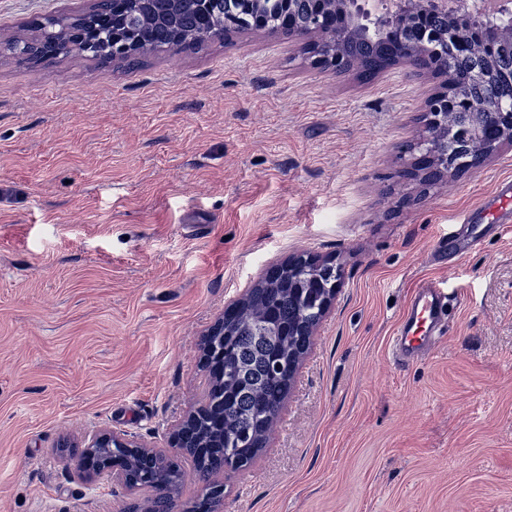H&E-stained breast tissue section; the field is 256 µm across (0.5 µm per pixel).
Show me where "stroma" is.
<instances>
[{"label":"stroma","mask_w":512,"mask_h":512,"mask_svg":"<svg viewBox=\"0 0 512 512\" xmlns=\"http://www.w3.org/2000/svg\"><path fill=\"white\" fill-rule=\"evenodd\" d=\"M93 2L0 0V512H141L150 491L72 479L64 440L166 447L208 328L301 252L340 288L264 447L218 475L224 512H512V228L459 221L512 149L419 193L400 172L436 79L362 84L283 35L135 66L5 51ZM430 279L444 333L398 364L388 338ZM298 259L306 267V270L309 273L310 278L314 279L315 281H319L320 276L326 273V271L323 270V266L327 264H332V262L329 259H323L320 258L319 256L312 255L310 253H299L288 257V259H285L280 263H274L271 265V267L278 266L282 268H288L289 272L293 269ZM306 261L309 263V265H306Z\"/></svg>","instance_id":"35a3bbf8"}]
</instances>
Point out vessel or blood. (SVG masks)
<instances>
[{"instance_id":"vessel-or-blood-1","label":"vessel or blood","mask_w":512,"mask_h":512,"mask_svg":"<svg viewBox=\"0 0 512 512\" xmlns=\"http://www.w3.org/2000/svg\"><path fill=\"white\" fill-rule=\"evenodd\" d=\"M483 222L498 226L512 223V180H500L492 196L480 206ZM448 295L442 283L425 281L414 289L392 337L395 350L403 358L414 357L417 341L431 340L441 322Z\"/></svg>"}]
</instances>
